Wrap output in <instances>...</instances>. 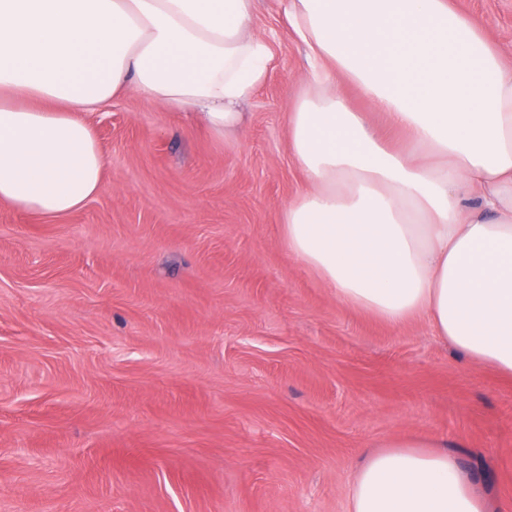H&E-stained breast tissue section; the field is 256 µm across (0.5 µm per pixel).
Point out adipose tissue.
<instances>
[{
	"label": "adipose tissue",
	"instance_id": "1",
	"mask_svg": "<svg viewBox=\"0 0 512 512\" xmlns=\"http://www.w3.org/2000/svg\"><path fill=\"white\" fill-rule=\"evenodd\" d=\"M253 0H0V204L56 218L103 186L80 115L121 92L217 139L272 62ZM320 71L288 117L308 187L282 214L291 258L340 303L422 318L512 379V68L448 0H290ZM346 78L386 118L334 89ZM351 512H486L457 458L406 438L356 471Z\"/></svg>",
	"mask_w": 512,
	"mask_h": 512
}]
</instances>
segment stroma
<instances>
[{
  "instance_id": "1",
  "label": "stroma",
  "mask_w": 512,
  "mask_h": 512,
  "mask_svg": "<svg viewBox=\"0 0 512 512\" xmlns=\"http://www.w3.org/2000/svg\"><path fill=\"white\" fill-rule=\"evenodd\" d=\"M449 3L512 65V0ZM284 7L254 0L274 59L240 133L122 94L85 115L98 195L0 205V512H350L355 470L412 432L512 512V383L288 254L307 50Z\"/></svg>"
}]
</instances>
